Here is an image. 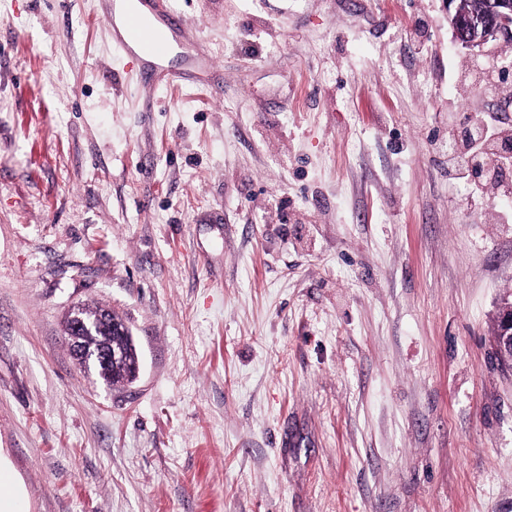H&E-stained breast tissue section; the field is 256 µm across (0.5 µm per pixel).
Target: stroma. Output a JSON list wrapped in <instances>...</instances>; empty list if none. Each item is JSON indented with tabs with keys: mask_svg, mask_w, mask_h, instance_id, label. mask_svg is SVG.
Returning <instances> with one entry per match:
<instances>
[{
	"mask_svg": "<svg viewBox=\"0 0 512 512\" xmlns=\"http://www.w3.org/2000/svg\"><path fill=\"white\" fill-rule=\"evenodd\" d=\"M215 85L98 0H0V461L23 512H512V46L445 0H170ZM104 306L109 387L62 323ZM128 0H101L102 18L108 27L112 44L124 51H137L147 69L141 73L142 79L159 81L169 85L182 82V73L171 70L164 64L178 53L179 41L167 35L181 27L178 16L166 6L165 0H129L136 9L129 12L122 24L113 19L115 2ZM494 349L499 365L512 372V299H506L498 319L494 336Z\"/></svg>",
	"mask_w": 512,
	"mask_h": 512,
	"instance_id": "1",
	"label": "stroma"
}]
</instances>
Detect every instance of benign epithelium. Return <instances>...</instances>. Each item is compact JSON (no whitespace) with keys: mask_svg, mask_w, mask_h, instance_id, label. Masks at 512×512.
Masks as SVG:
<instances>
[{"mask_svg":"<svg viewBox=\"0 0 512 512\" xmlns=\"http://www.w3.org/2000/svg\"><path fill=\"white\" fill-rule=\"evenodd\" d=\"M448 21L454 41L470 49H483L498 43L512 44V0H445ZM497 157L490 151L471 155L467 166L471 173L476 168L493 166ZM112 324L103 315L99 320L85 317L84 308L71 310L68 339L73 355L89 371H103L127 360L125 347L101 336L103 327ZM494 349L499 365L512 372V299L506 300L498 319L494 336Z\"/></svg>","mask_w":512,"mask_h":512,"instance_id":"benign-epithelium-1","label":"benign epithelium"}]
</instances>
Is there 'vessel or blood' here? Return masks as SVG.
I'll return each instance as SVG.
<instances>
[{"instance_id":"b4317fda","label":"vessel or blood","mask_w":512,"mask_h":512,"mask_svg":"<svg viewBox=\"0 0 512 512\" xmlns=\"http://www.w3.org/2000/svg\"><path fill=\"white\" fill-rule=\"evenodd\" d=\"M102 18L110 32L114 47L125 51L137 50L147 68L142 76L148 81L169 85L182 82L180 71L168 69L166 63L179 50V42L171 33L181 26L178 16L166 5V0H136L135 10L123 23L113 18L114 0H101Z\"/></svg>"}]
</instances>
